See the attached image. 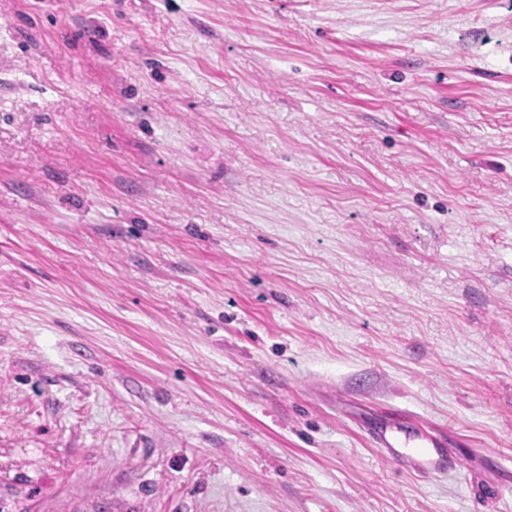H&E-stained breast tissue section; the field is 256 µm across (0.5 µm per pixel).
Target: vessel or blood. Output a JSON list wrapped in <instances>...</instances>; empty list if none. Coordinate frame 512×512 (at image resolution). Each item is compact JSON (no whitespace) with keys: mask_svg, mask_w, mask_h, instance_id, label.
<instances>
[{"mask_svg":"<svg viewBox=\"0 0 512 512\" xmlns=\"http://www.w3.org/2000/svg\"><path fill=\"white\" fill-rule=\"evenodd\" d=\"M368 435L381 453L416 475L445 474L459 467L449 451L448 433L427 430L401 411H390L386 424Z\"/></svg>","mask_w":512,"mask_h":512,"instance_id":"vessel-or-blood-1","label":"vessel or blood"}]
</instances>
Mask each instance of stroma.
Instances as JSON below:
<instances>
[{
	"mask_svg": "<svg viewBox=\"0 0 512 512\" xmlns=\"http://www.w3.org/2000/svg\"><path fill=\"white\" fill-rule=\"evenodd\" d=\"M0 512H512V0H0ZM367 433L381 453L416 475L445 474L459 468L448 449V433L429 431L399 410L390 411L384 426Z\"/></svg>",
	"mask_w": 512,
	"mask_h": 512,
	"instance_id": "stroma-1",
	"label": "stroma"
}]
</instances>
